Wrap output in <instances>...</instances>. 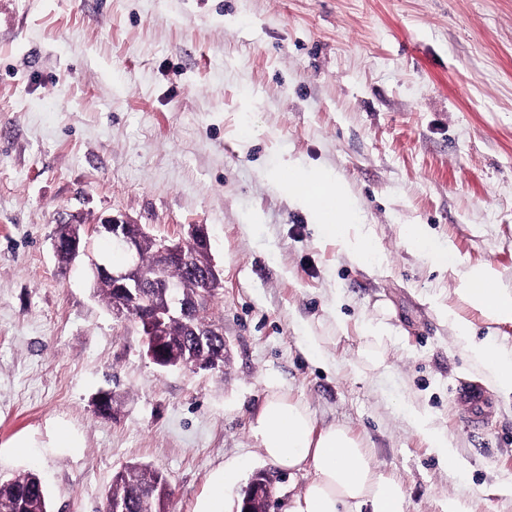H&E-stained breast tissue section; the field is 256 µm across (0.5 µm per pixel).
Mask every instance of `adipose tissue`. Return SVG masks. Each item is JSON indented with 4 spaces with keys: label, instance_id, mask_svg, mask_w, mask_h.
I'll return each mask as SVG.
<instances>
[{
    "label": "adipose tissue",
    "instance_id": "1",
    "mask_svg": "<svg viewBox=\"0 0 512 512\" xmlns=\"http://www.w3.org/2000/svg\"><path fill=\"white\" fill-rule=\"evenodd\" d=\"M269 179L293 199L321 236L342 244L358 261L368 259L374 242L351 223L347 187L341 178L289 159ZM456 277V293L471 309L495 324L512 325V289L502 284L492 265L465 266L457 270ZM443 315L452 325L456 343L483 373L487 386L500 397L512 398V345L493 336L476 338L470 321L453 309H445ZM403 414L449 472L464 470L450 438L434 426L425 410L408 403ZM251 432L267 462L308 478L288 512H405L402 484L378 468L371 450L344 425L317 428L309 408L301 402L276 392L268 394L252 419ZM244 467L241 458L225 460L223 469L211 479L208 504L202 512H228L229 493Z\"/></svg>",
    "mask_w": 512,
    "mask_h": 512
}]
</instances>
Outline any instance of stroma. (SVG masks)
I'll use <instances>...</instances> for the list:
<instances>
[{"instance_id":"1","label":"stroma","mask_w":512,"mask_h":512,"mask_svg":"<svg viewBox=\"0 0 512 512\" xmlns=\"http://www.w3.org/2000/svg\"><path fill=\"white\" fill-rule=\"evenodd\" d=\"M284 158L343 179L369 265L270 186ZM112 214L172 239L207 226L222 372L158 367L94 296L90 258L58 263L59 224ZM409 224L512 286V0H0V477L35 471L51 512H100L114 473L144 463L169 481V512H198L240 457L231 512L259 472L287 512L307 478L266 462L250 431L275 390L371 448L405 512L454 495L512 512V402L439 309L510 344L512 325L464 306L451 272L405 244ZM387 307L380 373L363 331ZM465 389L484 397L478 418ZM407 402L467 469L440 467Z\"/></svg>"}]
</instances>
